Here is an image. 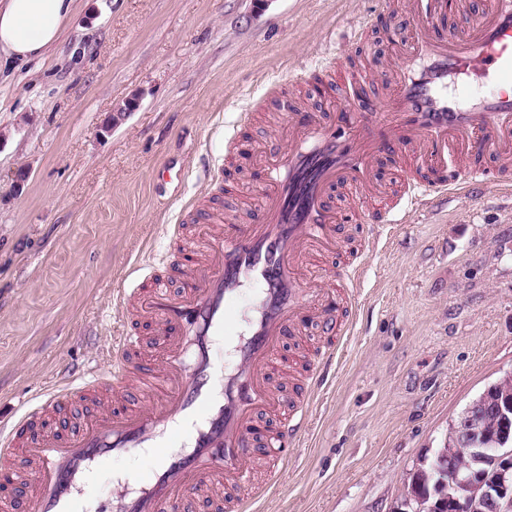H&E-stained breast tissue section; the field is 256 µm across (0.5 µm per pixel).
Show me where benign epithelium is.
Returning <instances> with one entry per match:
<instances>
[{
  "instance_id": "7a95c632",
  "label": "benign epithelium",
  "mask_w": 512,
  "mask_h": 512,
  "mask_svg": "<svg viewBox=\"0 0 512 512\" xmlns=\"http://www.w3.org/2000/svg\"><path fill=\"white\" fill-rule=\"evenodd\" d=\"M138 106V96H131L109 114L104 130ZM394 512H512L511 371L452 423Z\"/></svg>"
}]
</instances>
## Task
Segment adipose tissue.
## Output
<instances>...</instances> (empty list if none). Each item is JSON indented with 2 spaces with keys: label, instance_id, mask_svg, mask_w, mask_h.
<instances>
[{
  "label": "adipose tissue",
  "instance_id": "ef3b65f1",
  "mask_svg": "<svg viewBox=\"0 0 512 512\" xmlns=\"http://www.w3.org/2000/svg\"><path fill=\"white\" fill-rule=\"evenodd\" d=\"M75 8V0H0V54L44 60Z\"/></svg>",
  "mask_w": 512,
  "mask_h": 512
}]
</instances>
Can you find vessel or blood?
Returning <instances> with one entry per match:
<instances>
[{"label": "vessel or blood", "mask_w": 512, "mask_h": 512, "mask_svg": "<svg viewBox=\"0 0 512 512\" xmlns=\"http://www.w3.org/2000/svg\"><path fill=\"white\" fill-rule=\"evenodd\" d=\"M406 18L416 36L383 76L380 112L347 113L339 127L308 107L292 108L288 151L253 157L265 191L247 222L194 204L182 220L197 224L204 248L179 237L164 257L178 293L154 282L123 297L129 315L151 323V342L115 337L106 368L63 372L61 387L0 426V463L31 478L12 512H83L88 474L141 448L159 449L156 464L125 475L101 512H182L193 498L206 512H247V499L218 495L217 487L248 484L258 462L269 476L279 473L307 422L310 395L302 385L285 403L275 354L303 319L324 334L336 330V302L313 281L309 258L338 245L337 185L383 199L373 177L382 155L418 157L435 178L407 173V189L391 206L349 209L364 224H399L406 207L479 185L493 170L512 174V0H490L487 17L463 35L454 26L469 20L465 0H426ZM479 81L488 92L462 96ZM450 162L452 177L442 173ZM218 336L233 365L218 361ZM76 387L94 404L77 423ZM259 410L280 417L275 434L255 428Z\"/></svg>", "instance_id": "vessel-or-blood-1"}]
</instances>
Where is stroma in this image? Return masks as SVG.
I'll return each instance as SVG.
<instances>
[{"label":"stroma","mask_w":512,"mask_h":512,"mask_svg":"<svg viewBox=\"0 0 512 512\" xmlns=\"http://www.w3.org/2000/svg\"><path fill=\"white\" fill-rule=\"evenodd\" d=\"M411 2L77 0L47 59L0 61V422L61 369L98 362L168 225L210 196L203 166L234 168L224 196L247 220L262 181L230 138L271 147L281 92L306 91L301 69H385L411 42ZM134 95L138 109L102 132ZM340 235L343 252L314 256V272L361 267L353 322L294 456L248 490L254 512H392L449 425L512 371V193L448 194L406 223ZM148 459L93 475L84 512Z\"/></svg>","instance_id":"stroma-1"}]
</instances>
